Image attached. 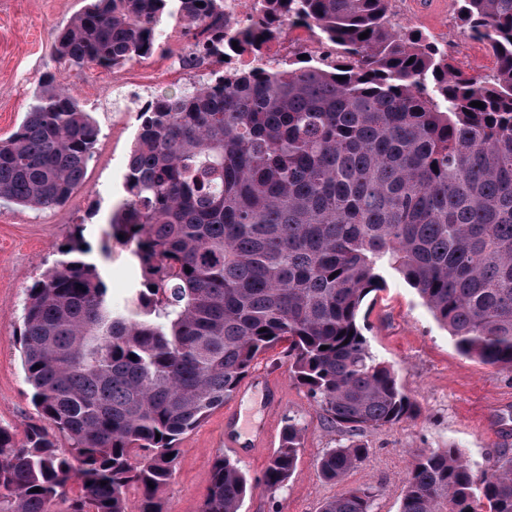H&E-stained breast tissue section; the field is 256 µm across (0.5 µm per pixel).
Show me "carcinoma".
<instances>
[{
  "instance_id": "1",
  "label": "carcinoma",
  "mask_w": 512,
  "mask_h": 512,
  "mask_svg": "<svg viewBox=\"0 0 512 512\" xmlns=\"http://www.w3.org/2000/svg\"><path fill=\"white\" fill-rule=\"evenodd\" d=\"M390 2L251 0L238 19L224 0H88L58 31L64 68L149 58L168 15L191 40L185 61L247 51L253 64L138 112L126 196L106 232L143 273L125 310L108 305L81 224L27 289L25 377L69 447L40 426L21 440L0 427V512H126L130 486L138 512H164L181 436L279 343L332 424L367 431L416 417L359 323L386 268L461 354L512 371V0H456L463 35L495 59L488 75L451 64L448 48L397 22ZM296 28L322 54L271 62V46ZM98 135L46 73L22 124L0 140V200L66 204ZM301 440L288 419L255 482L217 457L201 512H240L255 487L286 485ZM367 452L350 440L317 466L341 482ZM376 497L350 488L321 512H374ZM399 512H512V452L480 473L451 445L420 453Z\"/></svg>"
}]
</instances>
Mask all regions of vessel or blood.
Masks as SVG:
<instances>
[{"mask_svg":"<svg viewBox=\"0 0 512 512\" xmlns=\"http://www.w3.org/2000/svg\"><path fill=\"white\" fill-rule=\"evenodd\" d=\"M262 391L268 399L269 413L259 421L245 420L242 412V399L254 391ZM282 400V390L270 376L253 375L240 387L238 398L224 409V446L235 452L265 447L273 433L271 412L277 411Z\"/></svg>","mask_w":512,"mask_h":512,"instance_id":"vessel-or-blood-1","label":"vessel or blood"}]
</instances>
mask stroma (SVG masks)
Masks as SVG:
<instances>
[{
    "label": "stroma",
    "instance_id": "stroma-1",
    "mask_svg": "<svg viewBox=\"0 0 512 512\" xmlns=\"http://www.w3.org/2000/svg\"><path fill=\"white\" fill-rule=\"evenodd\" d=\"M84 0H0V138L22 123L42 76L55 72L100 134L85 181L64 206L34 210L0 202V426L24 435L41 424L21 361L19 330L26 290L58 260L57 249L75 225H83L93 250H100L107 220L124 195L127 158L138 132L137 113L150 96L190 87L207 71L179 66L188 39L176 17L165 18L161 47L151 57L117 70L58 68L55 35L84 7ZM404 25L446 44L456 67L485 74L494 67L486 46L461 33L454 0H393ZM113 309H122L141 272L129 251L113 244L102 263ZM379 290L362 308L371 352L394 366L400 386L415 401L416 418L358 433L369 450L344 481L326 480L317 468L325 449L348 439L288 375L285 345L261 355L263 371L284 389L276 427L296 419L303 430L297 470L276 492L256 488L241 512H320L322 504L347 489L373 487L377 512H398L404 477L415 453L455 447L475 470H484L500 449L512 448V372L460 355L446 329L423 305L416 291L394 270H385ZM175 472L162 489L166 512H200L206 479L216 457L224 455V411L216 409L179 444Z\"/></svg>",
    "mask_w": 512,
    "mask_h": 512
}]
</instances>
